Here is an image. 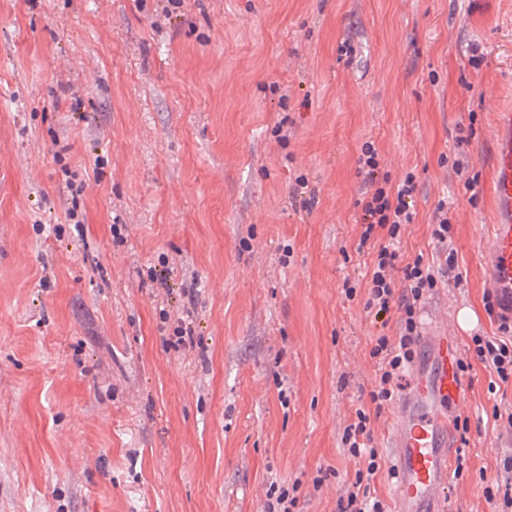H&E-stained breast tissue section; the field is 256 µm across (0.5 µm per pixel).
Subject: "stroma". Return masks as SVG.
<instances>
[{
  "mask_svg": "<svg viewBox=\"0 0 512 512\" xmlns=\"http://www.w3.org/2000/svg\"><path fill=\"white\" fill-rule=\"evenodd\" d=\"M509 107L512 0H0V512H263L273 482L336 512L359 408L392 500L370 349L400 314L365 307L360 149L415 177L403 261L436 259L447 207L454 272L418 321L466 358L499 334L481 242ZM463 379L449 512H498L512 383Z\"/></svg>",
  "mask_w": 512,
  "mask_h": 512,
  "instance_id": "1",
  "label": "stroma"
}]
</instances>
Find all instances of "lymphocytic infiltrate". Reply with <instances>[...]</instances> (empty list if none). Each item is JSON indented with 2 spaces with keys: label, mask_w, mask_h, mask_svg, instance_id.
I'll use <instances>...</instances> for the list:
<instances>
[{
  "label": "lymphocytic infiltrate",
  "mask_w": 512,
  "mask_h": 512,
  "mask_svg": "<svg viewBox=\"0 0 512 512\" xmlns=\"http://www.w3.org/2000/svg\"><path fill=\"white\" fill-rule=\"evenodd\" d=\"M358 165L366 175L368 186L361 201L363 231L359 244L370 247L375 253L365 307L379 314L394 309L401 314L396 339L377 337L370 351L378 369L369 400L374 411L380 413L395 401L403 387L406 371L416 356L417 309L426 294L437 288L440 270H435L420 256L405 264L400 261L401 228L413 220L416 189L413 176H406L393 192L380 186L379 154L370 142L362 145ZM499 329L501 335L497 338L474 337V355L505 383L512 381V318L500 316ZM370 414L356 410L352 422L343 431V447L350 456L360 459L363 467L357 470L354 482L338 498L336 512H391L389 504L371 495L364 483L365 477L374 476L380 470L383 460L380 449L371 444Z\"/></svg>",
  "instance_id": "obj_1"
}]
</instances>
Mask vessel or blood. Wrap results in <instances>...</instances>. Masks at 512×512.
<instances>
[{
    "mask_svg": "<svg viewBox=\"0 0 512 512\" xmlns=\"http://www.w3.org/2000/svg\"><path fill=\"white\" fill-rule=\"evenodd\" d=\"M494 197L500 219L492 225L484 255L486 284L512 299V110L496 115ZM457 337H424L418 363L400 399L390 443L396 466L395 512H445L456 446L454 420L463 399Z\"/></svg>",
    "mask_w": 512,
    "mask_h": 512,
    "instance_id": "b4317fda",
    "label": "vessel or blood"
}]
</instances>
